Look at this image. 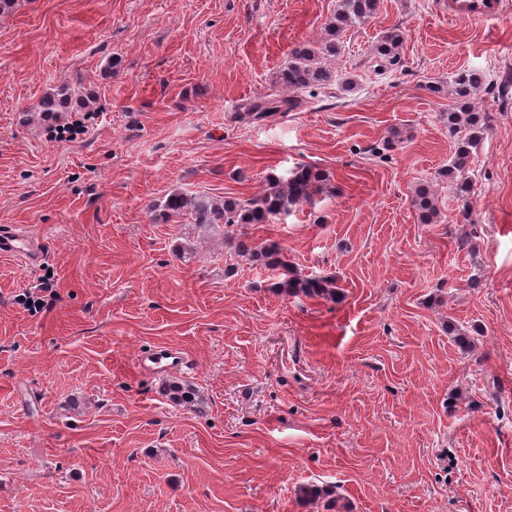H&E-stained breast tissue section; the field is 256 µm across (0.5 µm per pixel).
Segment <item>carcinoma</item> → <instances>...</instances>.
Returning a JSON list of instances; mask_svg holds the SVG:
<instances>
[{
    "label": "carcinoma",
    "instance_id": "obj_1",
    "mask_svg": "<svg viewBox=\"0 0 512 512\" xmlns=\"http://www.w3.org/2000/svg\"><path fill=\"white\" fill-rule=\"evenodd\" d=\"M378 0H341L339 9L326 27V36L316 48L301 46L292 59L279 73V84L291 97L263 100L252 107L254 119L264 118L270 112L281 111V104L293 109L299 103V94L313 86L323 88L331 84L332 75L322 65L325 59L335 58L341 52V36L350 27L361 24L372 17ZM402 38L397 29L387 32L374 47V57L394 66L399 63V49ZM483 75L474 69H460L451 76L452 95L456 96V108L445 115L448 131L457 137L453 161L444 176L455 183L456 193L461 198L470 195V183L465 178L472 162L473 149L482 138L488 125V115L476 111L472 96L480 89ZM90 102V96L73 89L68 84L60 86L57 93L45 95L40 102V110L48 114L60 112L71 104L80 107ZM326 174L311 166H300L291 177L284 180L277 176L267 179L263 191L245 200L226 198L222 202L204 196L187 197L180 192L170 194L165 201L153 206L156 217L167 223L173 219L188 216L192 223L202 226L222 224L241 229L240 234L231 239L234 251L245 256L255 265L281 268L288 272V278L279 283L284 293H303L308 297H329L337 301L342 295L331 277H305L297 273L285 260L283 248L276 242L253 241L246 228L253 224H269L281 213H288L303 203H310L323 193ZM424 222L436 215L435 197L429 187L419 186L412 200ZM169 400L175 405L195 402L196 390L190 386L172 385L167 389ZM328 494V491L314 484L304 485L298 490V498L304 505L314 504Z\"/></svg>",
    "mask_w": 512,
    "mask_h": 512
}]
</instances>
